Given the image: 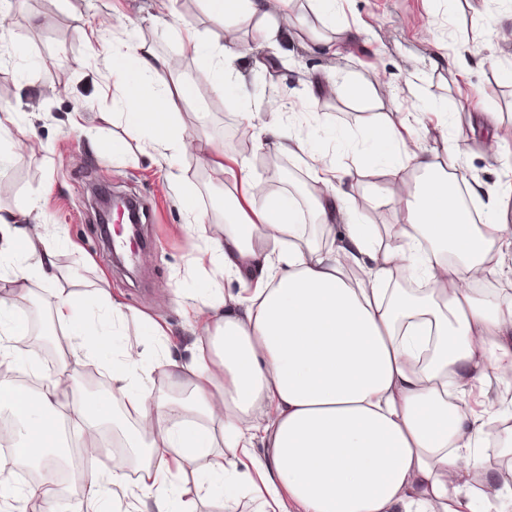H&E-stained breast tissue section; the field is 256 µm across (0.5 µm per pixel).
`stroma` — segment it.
<instances>
[{"label":"stroma","instance_id":"obj_1","mask_svg":"<svg viewBox=\"0 0 512 512\" xmlns=\"http://www.w3.org/2000/svg\"><path fill=\"white\" fill-rule=\"evenodd\" d=\"M156 0H25L0 23V108L19 111L34 137L0 179V214L17 211L27 196L40 198L31 223L60 238L54 257L60 287L72 279L94 281L106 273L113 294L132 311L123 338L141 347L145 328L139 313L165 321L181 337L176 354L189 359L192 335L182 309V293H203L204 275L195 271V240L187 231L188 213L153 151L130 142L129 153L116 158L108 147L89 150L85 129L100 126L101 113L111 111L115 88L109 74L112 48L133 32L168 59L180 60V75H194L195 57L183 54L176 32L196 31L207 43L224 40V26L207 12L203 0H176L171 24L156 17ZM287 36L263 37L254 20L238 23L246 48L237 61L245 86L217 95L199 85L195 106H181L187 132L222 144L225 153L243 162L248 173L265 181L271 193H295L302 209L306 238L317 236L310 206L316 185L297 161L275 154L263 142L261 126L270 107L289 117L297 131L311 130V112L329 116L319 145L338 166L356 170V212L365 222L392 228L401 216L387 203L395 183L413 179L408 169L390 170L370 154L369 128L409 114L427 104L443 106V118L424 117L422 144L447 162L456 149L459 174L477 177L500 196L502 211L512 219V0H339L335 20L315 16L309 0H292ZM90 21L97 29L90 42L78 27ZM360 27L362 36L341 54L317 51L320 40L340 39L342 26ZM471 65L467 72L452 66L458 51ZM354 75L369 95L359 107L340 98L336 84ZM79 124H71L72 115ZM497 132L501 154L483 150V138ZM248 136L249 152L236 140ZM178 166L194 187L196 212L205 216L211 233L224 230V200L236 190L183 155ZM101 183L113 191L135 195L146 203L142 239L149 258L130 274L112 261L89 203L88 188ZM11 304L25 324L14 340L16 355H25L34 319H46L50 296L37 285L21 282Z\"/></svg>","mask_w":512,"mask_h":512}]
</instances>
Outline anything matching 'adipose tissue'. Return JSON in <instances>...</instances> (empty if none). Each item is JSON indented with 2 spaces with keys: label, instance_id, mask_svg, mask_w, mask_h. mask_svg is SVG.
Returning <instances> with one entry per match:
<instances>
[{
  "label": "adipose tissue",
  "instance_id": "1",
  "mask_svg": "<svg viewBox=\"0 0 512 512\" xmlns=\"http://www.w3.org/2000/svg\"><path fill=\"white\" fill-rule=\"evenodd\" d=\"M210 15L225 21L224 41L205 43L178 32L183 52L200 59L195 76L177 78L170 61L144 43L112 50L109 71L119 95L106 122L121 120L128 138L157 151L166 162L192 153L217 176L234 182L239 195L228 208L224 232L209 234L196 219V268L210 280L192 305V356L174 357L168 325L142 315L147 342L132 350L122 343L128 306L114 297L105 276L90 292L56 286V239L19 213L0 215V236L21 237L19 253L0 251V363L40 379L37 390L0 384V407L13 425L0 427L16 462H42L36 486L20 488L0 478V499L39 496L64 499L54 459L61 396L83 389L79 366L104 362L112 379L111 401L83 400L76 407L87 441L83 448L88 501L124 500L133 512H197L201 500L220 498L240 485L259 512H512V485L483 452L497 414L457 401L494 376L512 386V294L481 296L479 282L493 275L489 255L512 244V220L500 201L477 180H465L470 197L483 199V220L456 201L457 176L425 148L406 150L414 128L384 124L386 162L408 168L391 201L403 215L388 238L357 219L351 169L337 167L311 135L291 132L284 116L270 112L262 130L278 154L301 162L322 187L316 217L330 243L302 237V211L290 193L270 195L262 182L225 157L221 145L185 135L180 103L208 83L217 94L240 80L236 19H258L275 34L274 18L288 0H204ZM359 280H351L350 270ZM422 280L403 288L402 270ZM241 287L224 293L225 278ZM49 291L50 320L61 331L55 343L63 358L52 372L39 370V346L16 360L8 344L23 331L9 297L20 281ZM162 372L176 398L156 389ZM137 414L125 444L140 460L129 481L123 464L98 465L102 424L122 425V411ZM266 458L253 454L255 444ZM236 449L237 463L223 461ZM209 463L197 477L194 497L181 485L197 458Z\"/></svg>",
  "mask_w": 512,
  "mask_h": 512
}]
</instances>
